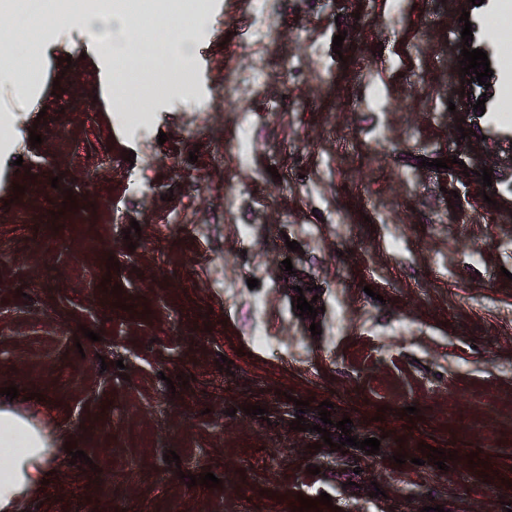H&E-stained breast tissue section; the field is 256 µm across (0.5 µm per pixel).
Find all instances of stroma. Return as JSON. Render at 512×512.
I'll return each mask as SVG.
<instances>
[{
    "instance_id": "35a3bbf8",
    "label": "stroma",
    "mask_w": 512,
    "mask_h": 512,
    "mask_svg": "<svg viewBox=\"0 0 512 512\" xmlns=\"http://www.w3.org/2000/svg\"><path fill=\"white\" fill-rule=\"evenodd\" d=\"M257 2L200 0L210 22L194 34L192 91L157 98L145 125L113 110L80 42L52 56L33 111L17 115L0 163V389L17 386L13 408L58 449L48 485L17 510L297 512L326 493L322 512H505L512 142L473 107L505 70L466 98L458 75L462 12L474 24L495 13L273 0L275 25L258 31ZM228 59L268 62L244 115L224 98ZM239 140L246 162L225 161ZM134 220L141 233L125 240ZM287 259L320 288L318 335L277 280ZM182 373L189 383L169 389ZM301 400L307 432L290 427ZM326 400L379 452L323 445ZM408 406L420 419L402 418ZM423 442L454 461L415 465ZM206 472L221 486H187Z\"/></svg>"
}]
</instances>
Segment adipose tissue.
<instances>
[{"label": "adipose tissue", "instance_id": "adipose-tissue-1", "mask_svg": "<svg viewBox=\"0 0 512 512\" xmlns=\"http://www.w3.org/2000/svg\"><path fill=\"white\" fill-rule=\"evenodd\" d=\"M48 34L50 48L77 38L85 41L88 53L108 61L125 56L130 41V23L125 10L86 0L79 8L60 5L37 21ZM49 65L48 54L27 59L19 68L0 71V90H8L14 111L0 114V126L13 127L16 115L33 104L35 75ZM0 512H14L18 501L37 492L47 472L54 468L52 440L43 429L15 409L0 405Z\"/></svg>", "mask_w": 512, "mask_h": 512}]
</instances>
